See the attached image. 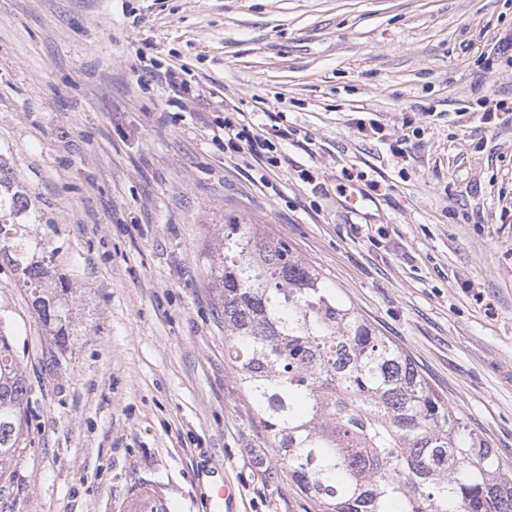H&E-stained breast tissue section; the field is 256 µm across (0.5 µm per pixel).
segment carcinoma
I'll list each match as a JSON object with an SVG mask.
<instances>
[{
    "label": "carcinoma",
    "instance_id": "cac0c4a2",
    "mask_svg": "<svg viewBox=\"0 0 512 512\" xmlns=\"http://www.w3.org/2000/svg\"><path fill=\"white\" fill-rule=\"evenodd\" d=\"M31 219L27 192L0 158V261L62 353L82 330ZM209 268L224 356L273 451L269 479L295 484L305 512H512V471L288 243L233 218L220 225ZM27 394L0 336V475L17 457Z\"/></svg>",
    "mask_w": 512,
    "mask_h": 512
}]
</instances>
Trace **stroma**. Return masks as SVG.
I'll return each mask as SVG.
<instances>
[{
	"label": "stroma",
	"mask_w": 512,
	"mask_h": 512,
	"mask_svg": "<svg viewBox=\"0 0 512 512\" xmlns=\"http://www.w3.org/2000/svg\"><path fill=\"white\" fill-rule=\"evenodd\" d=\"M511 41L512 0H0V156L83 330L59 353L0 264L29 390L0 512H128L141 484L170 512H302L224 357L205 253L233 217L288 241L512 469ZM283 117L278 166L227 149L225 119L269 137Z\"/></svg>",
	"instance_id": "1"
}]
</instances>
